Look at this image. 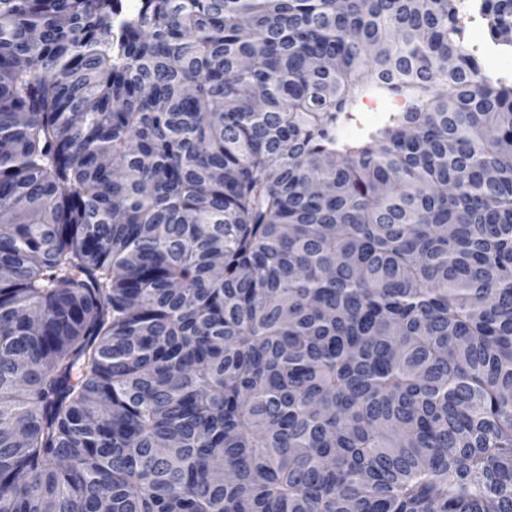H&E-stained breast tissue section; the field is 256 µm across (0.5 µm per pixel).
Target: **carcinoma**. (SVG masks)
<instances>
[{
	"label": "carcinoma",
	"mask_w": 512,
	"mask_h": 512,
	"mask_svg": "<svg viewBox=\"0 0 512 512\" xmlns=\"http://www.w3.org/2000/svg\"><path fill=\"white\" fill-rule=\"evenodd\" d=\"M138 2L0 0V512H512V81L456 0ZM392 100L378 96H365L360 102V112L364 120L373 122L376 121L383 112H387L390 108H393Z\"/></svg>",
	"instance_id": "cac0c4a2"
}]
</instances>
